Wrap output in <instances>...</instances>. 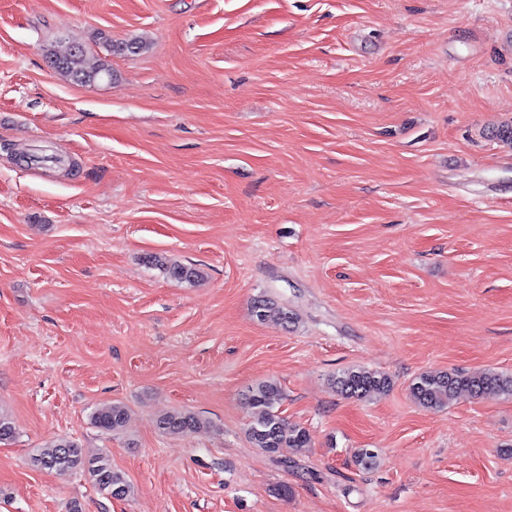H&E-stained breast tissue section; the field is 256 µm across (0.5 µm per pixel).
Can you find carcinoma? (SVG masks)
<instances>
[{
    "mask_svg": "<svg viewBox=\"0 0 512 512\" xmlns=\"http://www.w3.org/2000/svg\"><path fill=\"white\" fill-rule=\"evenodd\" d=\"M103 44L109 52L137 54L147 49V42L132 38L122 42H112L102 36ZM50 67L76 85L86 86L103 81L112 83L115 74L106 60L89 59L86 48L73 44L63 54H46ZM147 263L160 269L167 277L179 282L196 284L203 279L202 271L193 266L172 260L163 254H152ZM253 313L257 319H275L283 324L295 320L288 307L272 298L261 295L253 302ZM333 387L347 398L362 400L377 393H384L391 387L390 377L380 371L350 368L337 374ZM461 390L478 396L497 391L512 395V374L486 371L477 374L456 372H426L416 377L410 385L413 400L422 408L435 410L445 408ZM283 399L280 383L268 379L257 383L246 395V405L250 411V422L246 435L255 448L278 458L283 450L290 449L301 453L311 447L310 433L299 425H292L279 411ZM128 419V408L120 402L105 404L91 415V424L103 433L117 434L123 430ZM157 429L169 435L199 432L207 428V422L190 411H176L158 417ZM378 454L371 448L354 451V463L361 470L374 468ZM37 467L52 469L60 474L81 470L102 492L114 499H126L134 494V486L124 473L112 467L110 456L103 450L87 451L77 443L61 439L33 457Z\"/></svg>",
    "mask_w": 512,
    "mask_h": 512,
    "instance_id": "1",
    "label": "carcinoma"
}]
</instances>
